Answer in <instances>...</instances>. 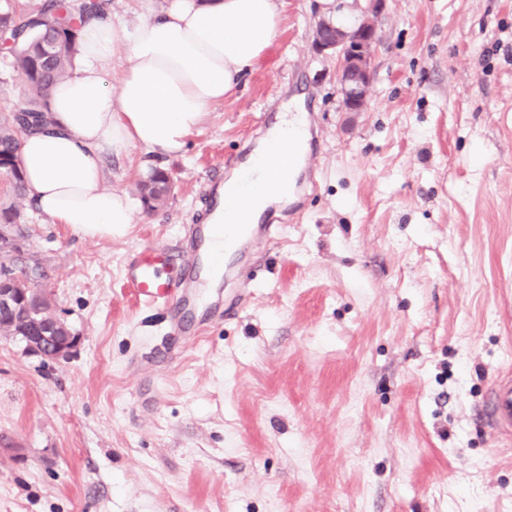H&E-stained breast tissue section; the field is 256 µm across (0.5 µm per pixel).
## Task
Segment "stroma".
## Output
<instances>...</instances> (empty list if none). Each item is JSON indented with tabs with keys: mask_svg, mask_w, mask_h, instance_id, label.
<instances>
[{
	"mask_svg": "<svg viewBox=\"0 0 512 512\" xmlns=\"http://www.w3.org/2000/svg\"><path fill=\"white\" fill-rule=\"evenodd\" d=\"M276 5L280 34L180 154L107 156L132 197L171 177L125 235L83 238L0 174V208L25 218L7 261L80 338L46 365L0 337V512H512V444L476 417L512 367V0H389L358 114L311 44L366 0ZM294 97L306 191L186 313L205 336L154 363L167 317L124 267L158 244L188 257L208 180ZM170 178L168 173L154 169L138 183V191L144 205L152 207L153 202H160L167 195Z\"/></svg>",
	"mask_w": 512,
	"mask_h": 512,
	"instance_id": "35a3bbf8",
	"label": "stroma"
}]
</instances>
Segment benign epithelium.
Here are the masks:
<instances>
[{"mask_svg": "<svg viewBox=\"0 0 512 512\" xmlns=\"http://www.w3.org/2000/svg\"><path fill=\"white\" fill-rule=\"evenodd\" d=\"M388 0H369L363 18L355 29L320 20L315 27L313 50L324 57L336 59L342 105L346 112H363L369 104L368 92L373 79V55L380 42L378 18L384 12ZM32 312L25 290L14 287L6 276L0 277V313L13 317ZM60 319L53 317L42 323L39 334L29 337L28 350L40 356L44 362H55L68 357L77 347L78 337L70 334L59 336L56 329Z\"/></svg>", "mask_w": 512, "mask_h": 512, "instance_id": "1", "label": "benign epithelium"}]
</instances>
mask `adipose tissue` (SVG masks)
<instances>
[{
	"label": "adipose tissue",
	"mask_w": 512,
	"mask_h": 512,
	"mask_svg": "<svg viewBox=\"0 0 512 512\" xmlns=\"http://www.w3.org/2000/svg\"><path fill=\"white\" fill-rule=\"evenodd\" d=\"M282 24L275 0H168L129 25L82 28L73 73L54 85L44 117L19 151L29 197L85 238L123 234L134 221L126 192L106 185V154L133 145L182 152L187 138L265 55ZM120 58L119 90L104 64Z\"/></svg>",
	"instance_id": "adipose-tissue-1"
}]
</instances>
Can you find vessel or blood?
<instances>
[{
	"instance_id": "obj_1",
	"label": "vessel or blood",
	"mask_w": 512,
	"mask_h": 512,
	"mask_svg": "<svg viewBox=\"0 0 512 512\" xmlns=\"http://www.w3.org/2000/svg\"><path fill=\"white\" fill-rule=\"evenodd\" d=\"M293 166V156L287 148L263 155L260 161L267 183L288 189L295 186ZM254 186L251 170H244L240 176V192L229 204L232 211H244L251 206ZM250 235L261 239L270 237L271 227L228 222L192 225L191 238L202 249L201 257L186 262L174 258L162 247L143 250L127 265L124 286L142 306L166 310L173 334L186 335V307L197 302L200 289L210 287L225 275L224 268L213 261L215 250L237 248L242 239ZM485 416L494 432L512 439V371L493 380L485 403Z\"/></svg>"
}]
</instances>
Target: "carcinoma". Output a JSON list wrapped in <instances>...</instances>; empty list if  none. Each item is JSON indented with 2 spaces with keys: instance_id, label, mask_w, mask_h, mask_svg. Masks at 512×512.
I'll return each mask as SVG.
<instances>
[{
  "instance_id": "cac0c4a2",
  "label": "carcinoma",
  "mask_w": 512,
  "mask_h": 512,
  "mask_svg": "<svg viewBox=\"0 0 512 512\" xmlns=\"http://www.w3.org/2000/svg\"><path fill=\"white\" fill-rule=\"evenodd\" d=\"M112 0H45L36 8H26L19 0H0V63L22 73L27 81L29 99L16 110L13 122L26 130L30 119L44 112L49 90L69 76L78 53V31L89 20L105 15ZM20 142L16 131L0 124V163L10 179L13 192L26 193L19 164ZM168 173L154 169L138 183L144 205L150 207L167 195ZM14 282L32 289L40 302L30 320L34 327L52 311L51 299L28 278L14 275Z\"/></svg>"
}]
</instances>
